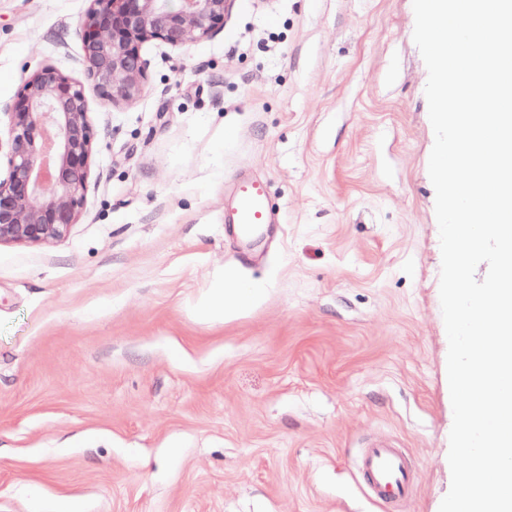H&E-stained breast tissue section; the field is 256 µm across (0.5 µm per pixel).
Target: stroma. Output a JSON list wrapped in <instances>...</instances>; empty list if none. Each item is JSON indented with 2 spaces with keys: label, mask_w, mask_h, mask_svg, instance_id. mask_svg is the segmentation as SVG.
Instances as JSON below:
<instances>
[{
  "label": "stroma",
  "mask_w": 512,
  "mask_h": 512,
  "mask_svg": "<svg viewBox=\"0 0 512 512\" xmlns=\"http://www.w3.org/2000/svg\"><path fill=\"white\" fill-rule=\"evenodd\" d=\"M87 0H0V137L25 79L82 78ZM412 0H235L224 28L146 43L104 104L67 237L0 244V512H387L353 458L408 452L401 512H439L453 411ZM277 222L238 255L224 186ZM253 299L223 313L219 288Z\"/></svg>",
  "instance_id": "stroma-1"
}]
</instances>
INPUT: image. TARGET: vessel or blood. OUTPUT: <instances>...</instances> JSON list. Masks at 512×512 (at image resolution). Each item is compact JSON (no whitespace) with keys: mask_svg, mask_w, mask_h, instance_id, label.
Returning <instances> with one entry per match:
<instances>
[{"mask_svg":"<svg viewBox=\"0 0 512 512\" xmlns=\"http://www.w3.org/2000/svg\"><path fill=\"white\" fill-rule=\"evenodd\" d=\"M274 221L267 181L262 178H237L232 203L224 211V223L232 234L238 238H253ZM353 466L366 493L394 510L416 492V482L406 456L390 438L371 439L359 449Z\"/></svg>","mask_w":512,"mask_h":512,"instance_id":"vessel-or-blood-1","label":"vessel or blood"}]
</instances>
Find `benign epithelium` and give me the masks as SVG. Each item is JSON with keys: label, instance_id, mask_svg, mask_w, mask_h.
Wrapping results in <instances>:
<instances>
[{"label": "benign epithelium", "instance_id": "7a95c632", "mask_svg": "<svg viewBox=\"0 0 512 512\" xmlns=\"http://www.w3.org/2000/svg\"><path fill=\"white\" fill-rule=\"evenodd\" d=\"M234 0H88L80 37L86 78L114 104L137 97L149 41L199 43L224 29ZM0 141L9 173L0 179V243L65 238L86 204L95 129L83 84L52 64L33 72L7 107Z\"/></svg>", "mask_w": 512, "mask_h": 512}]
</instances>
